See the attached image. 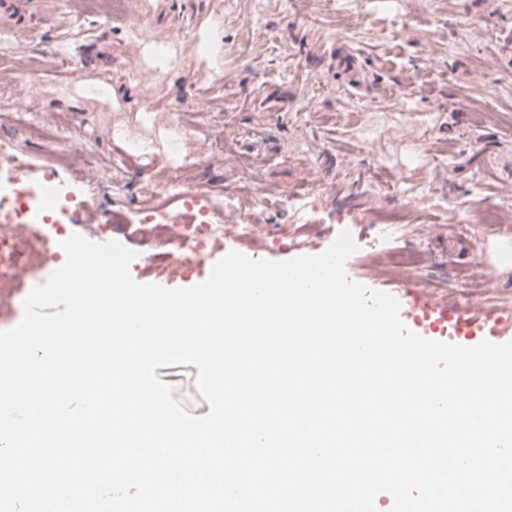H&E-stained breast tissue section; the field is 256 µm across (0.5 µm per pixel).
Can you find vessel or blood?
Returning <instances> with one entry per match:
<instances>
[{
  "instance_id": "b4317fda",
  "label": "vessel or blood",
  "mask_w": 512,
  "mask_h": 512,
  "mask_svg": "<svg viewBox=\"0 0 512 512\" xmlns=\"http://www.w3.org/2000/svg\"><path fill=\"white\" fill-rule=\"evenodd\" d=\"M403 323L430 329L439 341L474 346L488 340L496 344L512 341V316L503 317L478 303L460 305L431 302L426 289L395 291Z\"/></svg>"
}]
</instances>
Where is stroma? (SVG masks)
<instances>
[{
    "label": "stroma",
    "mask_w": 512,
    "mask_h": 512,
    "mask_svg": "<svg viewBox=\"0 0 512 512\" xmlns=\"http://www.w3.org/2000/svg\"><path fill=\"white\" fill-rule=\"evenodd\" d=\"M91 3L32 0L29 20L0 43V98L88 151L58 173L76 194L90 171L116 177L95 197L100 237L114 211L133 216L152 193L194 186L232 204L225 223L245 213L264 225L237 247L253 259L317 255L349 231L358 249L346 272L377 290L401 282L372 268L361 228L407 208L433 300L512 307V123L488 118L512 110V0H136L138 43L125 19ZM199 40L209 55L197 56ZM157 41L166 62L152 55ZM35 62L46 75L25 82ZM178 106L195 127L184 138L165 120ZM355 112L372 113L373 129L356 131ZM226 137L224 155L215 144ZM259 192L295 203L259 207ZM498 209L505 223H473ZM125 245L141 284L191 287L216 262L168 277L147 270L145 246ZM156 374L187 412L209 413L196 366Z\"/></svg>",
    "instance_id": "1"
}]
</instances>
